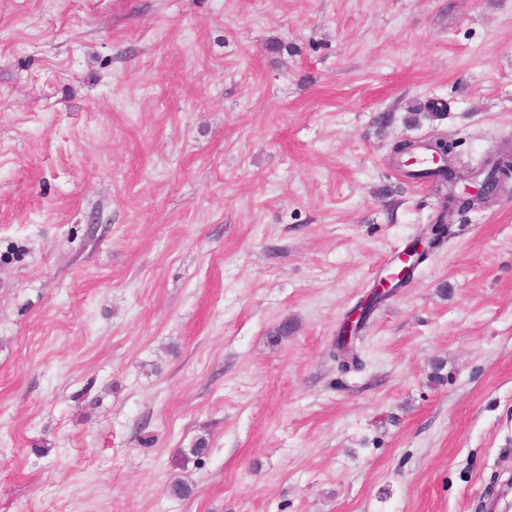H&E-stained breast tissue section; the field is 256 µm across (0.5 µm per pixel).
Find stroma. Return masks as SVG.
<instances>
[{
  "label": "stroma",
  "mask_w": 512,
  "mask_h": 512,
  "mask_svg": "<svg viewBox=\"0 0 512 512\" xmlns=\"http://www.w3.org/2000/svg\"><path fill=\"white\" fill-rule=\"evenodd\" d=\"M437 136L512 144V0H0V512H478L512 185L336 353Z\"/></svg>",
  "instance_id": "stroma-1"
}]
</instances>
